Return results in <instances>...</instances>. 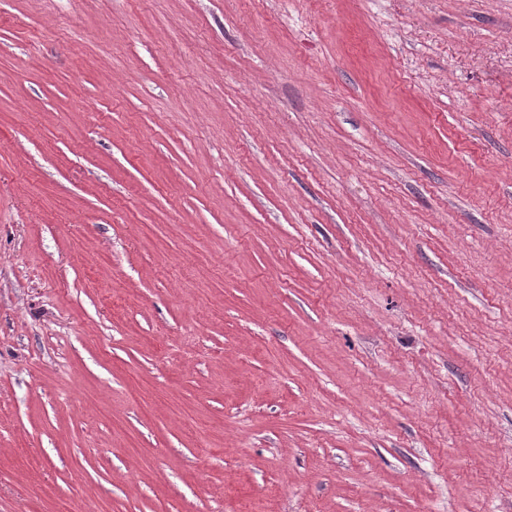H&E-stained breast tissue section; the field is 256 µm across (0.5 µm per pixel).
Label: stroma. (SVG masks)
<instances>
[{"instance_id":"obj_1","label":"stroma","mask_w":512,"mask_h":512,"mask_svg":"<svg viewBox=\"0 0 512 512\" xmlns=\"http://www.w3.org/2000/svg\"><path fill=\"white\" fill-rule=\"evenodd\" d=\"M512 512V0H0V512Z\"/></svg>"}]
</instances>
